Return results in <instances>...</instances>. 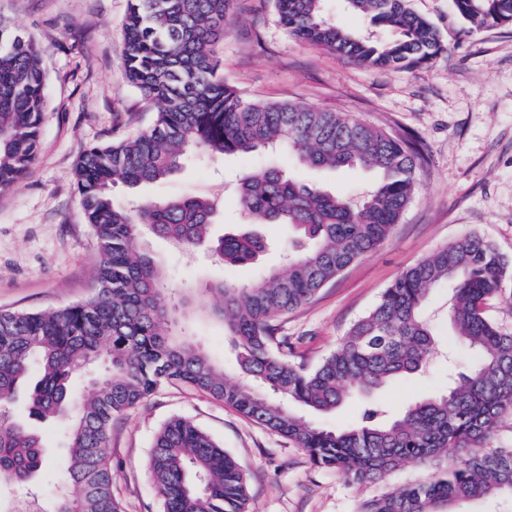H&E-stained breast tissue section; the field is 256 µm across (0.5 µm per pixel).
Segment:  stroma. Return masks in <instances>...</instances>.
Instances as JSON below:
<instances>
[{
	"instance_id": "stroma-1",
	"label": "stroma",
	"mask_w": 512,
	"mask_h": 512,
	"mask_svg": "<svg viewBox=\"0 0 512 512\" xmlns=\"http://www.w3.org/2000/svg\"><path fill=\"white\" fill-rule=\"evenodd\" d=\"M130 0H0V14L35 40L47 70L46 107L38 155L27 172L0 191V310H47L89 299L100 263L96 239L80 205L76 166L88 148L149 127L155 112L128 82L123 24ZM439 31L445 52L409 69L366 68L293 39L274 0H234L217 49L227 83L255 101L300 102L348 112L397 138L412 139L422 159L417 190L390 236L350 265L308 304L279 318L276 338L287 339L288 360L315 368L370 312L406 269L467 235L491 242L512 258V23L478 29L453 0H410ZM360 202L373 184L360 169L315 170L286 150L214 157L188 155L170 177L139 188L116 185V202L215 198L224 221L237 224L240 178L269 166ZM268 248L253 265L226 268L205 251L188 253L154 238L149 246L172 287L193 286L199 304L210 282L244 283L277 267L286 228L263 229ZM450 290L430 291L426 315L439 354L420 373L358 396L320 416V423H355L368 403L401 413L448 387V366L471 365L473 355L448 325ZM191 330L210 357L236 377V353L221 323L195 320ZM182 416L230 452L249 480L250 512H360L364 501L431 476L433 467L404 464L380 482L353 483L315 466L287 438L254 423L211 395L183 384L162 385L112 424V489L124 512H162L148 472L152 439L168 419ZM48 464L17 489L49 497L65 461L63 421H35Z\"/></svg>"
}]
</instances>
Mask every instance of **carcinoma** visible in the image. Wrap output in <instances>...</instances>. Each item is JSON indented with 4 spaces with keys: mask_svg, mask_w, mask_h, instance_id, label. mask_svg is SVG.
I'll return each instance as SVG.
<instances>
[{
    "mask_svg": "<svg viewBox=\"0 0 512 512\" xmlns=\"http://www.w3.org/2000/svg\"><path fill=\"white\" fill-rule=\"evenodd\" d=\"M346 8L394 33L374 40L338 28L322 0H275L282 26L297 39L364 67L401 68L445 51L437 30L408 0H344ZM232 0H130L124 28L128 79L156 109L153 124L109 146L88 149L77 164L86 223L101 262L84 303L45 311H0V496L47 465L42 436L12 415L32 368L30 415L66 421L68 462L40 512H123L112 493V422L166 383H186L234 407L305 449L312 462L355 483L378 481L404 463L437 473L365 501L360 512H447L461 501L512 499V448L487 440L512 417V334L484 314L512 259L469 235L407 269L376 306L312 370L274 349L273 321L313 299L348 266L375 250L399 223L415 190L419 151L406 139L344 112L299 102L245 99L219 73L215 47ZM475 28L512 22V0H453ZM46 71L35 42L0 18V191L36 158L45 108ZM285 147L312 169L366 168L376 179L350 200L301 183L278 168L244 176L239 205L245 226L211 233L208 197L112 199L119 184L141 186L173 175L185 156H222ZM250 224H286L285 263L256 281L207 288L210 305L168 287L143 233L187 250L205 248L225 267L246 266L265 250ZM453 285L448 323L474 354L440 395L389 417L378 406L336 428L299 410L331 413L351 397L419 372L434 353L425 314L435 286ZM205 314L224 325L237 351L238 378L175 332L178 321ZM92 375L79 403L72 380ZM148 469L163 512H249L247 475L236 458L187 418L167 420L154 436Z\"/></svg>",
    "mask_w": 512,
    "mask_h": 512,
    "instance_id": "cac0c4a2",
    "label": "carcinoma"
}]
</instances>
